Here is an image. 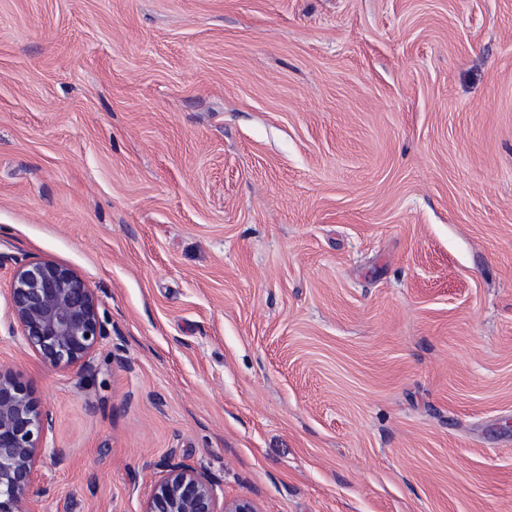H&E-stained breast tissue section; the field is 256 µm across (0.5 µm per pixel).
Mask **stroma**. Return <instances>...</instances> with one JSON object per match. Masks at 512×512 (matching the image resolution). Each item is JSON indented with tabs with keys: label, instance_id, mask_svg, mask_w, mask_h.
Listing matches in <instances>:
<instances>
[{
	"label": "stroma",
	"instance_id": "obj_1",
	"mask_svg": "<svg viewBox=\"0 0 512 512\" xmlns=\"http://www.w3.org/2000/svg\"><path fill=\"white\" fill-rule=\"evenodd\" d=\"M80 274L81 372L10 329ZM0 364L40 512L166 463L258 512H512V0H0ZM10 322L21 340L54 368L84 371L107 335L99 300L71 268L30 261L14 271Z\"/></svg>",
	"mask_w": 512,
	"mask_h": 512
}]
</instances>
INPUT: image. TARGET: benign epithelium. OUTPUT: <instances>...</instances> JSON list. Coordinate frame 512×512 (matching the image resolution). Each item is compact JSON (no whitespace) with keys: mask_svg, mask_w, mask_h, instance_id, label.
I'll use <instances>...</instances> for the list:
<instances>
[{"mask_svg":"<svg viewBox=\"0 0 512 512\" xmlns=\"http://www.w3.org/2000/svg\"><path fill=\"white\" fill-rule=\"evenodd\" d=\"M12 328L54 368L84 371L107 336L99 300L71 268L30 261L14 271L9 288ZM48 416L26 384L0 366V512H38L39 475L46 455ZM143 512H257L248 500L226 502L218 485L196 469L169 463L155 480Z\"/></svg>","mask_w":512,"mask_h":512,"instance_id":"obj_1","label":"benign epithelium"}]
</instances>
